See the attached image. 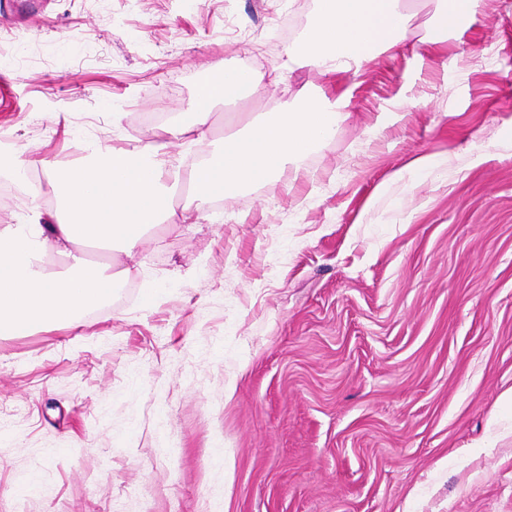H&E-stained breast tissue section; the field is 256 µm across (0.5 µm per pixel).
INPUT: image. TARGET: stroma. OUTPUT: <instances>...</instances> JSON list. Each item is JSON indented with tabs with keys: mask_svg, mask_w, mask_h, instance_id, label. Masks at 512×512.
<instances>
[{
	"mask_svg": "<svg viewBox=\"0 0 512 512\" xmlns=\"http://www.w3.org/2000/svg\"><path fill=\"white\" fill-rule=\"evenodd\" d=\"M316 0H10L0 131L59 167L91 140L194 156L215 63L265 87L217 105L209 141L300 86L350 117L281 178L158 224L79 325L0 336V512H512V0L424 59L280 80L285 14ZM437 178L364 203L409 157Z\"/></svg>",
	"mask_w": 512,
	"mask_h": 512,
	"instance_id": "obj_1",
	"label": "stroma"
}]
</instances>
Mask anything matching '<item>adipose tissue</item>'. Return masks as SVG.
Returning <instances> with one entry per match:
<instances>
[{
  "instance_id": "adipose-tissue-1",
  "label": "adipose tissue",
  "mask_w": 512,
  "mask_h": 512,
  "mask_svg": "<svg viewBox=\"0 0 512 512\" xmlns=\"http://www.w3.org/2000/svg\"><path fill=\"white\" fill-rule=\"evenodd\" d=\"M409 16L399 0H317L306 37L289 48L281 68L291 73L311 67L340 75L361 67L378 50L409 46L414 57L434 54L435 42L408 40ZM262 93L259 78L247 69L224 70L220 82H204L191 102L188 127L206 138L214 107L243 90ZM344 99L295 94V105L256 113L246 132L226 133L215 157L187 166L164 145L132 150L90 143L82 160L69 167L49 161L40 166L53 186L62 189L60 209H33L20 224L0 229V334L16 336L37 326L76 322L110 293L103 268L86 263L79 244L119 243L128 259L157 224H195L213 195L261 184L297 169L299 161L329 140L347 120ZM193 195L182 208L172 200L181 182ZM70 260L72 274L49 273L40 264L47 248Z\"/></svg>"
}]
</instances>
